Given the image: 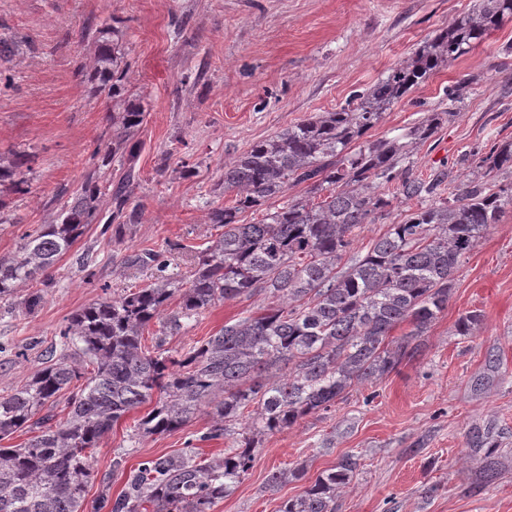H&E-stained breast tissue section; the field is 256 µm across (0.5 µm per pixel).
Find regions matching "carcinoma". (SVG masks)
Segmentation results:
<instances>
[{
    "mask_svg": "<svg viewBox=\"0 0 512 512\" xmlns=\"http://www.w3.org/2000/svg\"><path fill=\"white\" fill-rule=\"evenodd\" d=\"M507 17L512 0H473L467 13L347 106L317 112L224 164V191L235 193V205L211 212L224 234L197 258L188 280L163 276L159 253L133 256L131 264L159 272L155 281L77 311L59 333L60 350L50 349L29 380L0 395V441L30 434L19 448L0 447V512H85L91 451L126 413L152 399L155 405L135 425L137 436L174 432L205 412L211 424L200 439L230 437L232 447L213 461L192 450L146 458L126 475L122 492L103 496L94 512H211L253 468L262 436L329 409L353 385L414 356L412 340L448 307L461 258L512 202V187L495 190L489 183L491 174L512 170V143L482 156L481 173L447 193L441 180L413 175L402 139L362 137L412 87ZM108 34L99 31L96 71L100 90L116 100L124 87L118 41ZM447 116L428 113L411 136L430 137ZM143 121L132 103L112 112V151L125 148ZM27 163L23 153L0 157V186L26 192ZM290 183L308 184L307 195L267 210L258 223H240L239 213L282 196ZM389 183L395 197L418 207L387 225L364 256L342 264L355 229L389 215L392 199L381 192ZM100 194L98 185L86 184L60 223L24 235L17 253L0 259V298L55 266L94 222ZM260 294L275 303L224 324L177 356L163 349L166 337L213 304ZM176 295L178 309L166 312ZM479 321L480 314L468 312L455 330L471 336ZM152 323L160 326L153 353L142 347ZM403 323L410 332L392 337ZM68 388V418L55 427L43 410ZM357 467L354 455L342 456L279 512H336V490Z\"/></svg>",
    "mask_w": 512,
    "mask_h": 512,
    "instance_id": "carcinoma-1",
    "label": "carcinoma"
}]
</instances>
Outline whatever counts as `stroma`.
Listing matches in <instances>:
<instances>
[{
  "label": "stroma",
  "mask_w": 512,
  "mask_h": 512,
  "mask_svg": "<svg viewBox=\"0 0 512 512\" xmlns=\"http://www.w3.org/2000/svg\"><path fill=\"white\" fill-rule=\"evenodd\" d=\"M472 0H0V37L15 51L0 60V156H31L28 190L0 189V258L24 234L54 224L89 180L128 182L130 199L115 217L111 195L97 218L56 265L48 287L29 281L0 299V394L24 384L59 331L81 308L150 284L153 267L129 266L153 251L168 273L188 276L195 257L217 239L212 209L233 205L224 164L253 143L366 92L412 57ZM111 27L119 69L145 118L132 137L135 159L95 156L112 139V103L89 80L98 32ZM512 18L451 65L384 112L365 137L407 133L425 113L450 116L414 144V172L462 182L478 150L512 142ZM462 84V101H448ZM42 301L27 311L33 292ZM267 296L218 302L166 347L178 354L215 335L226 322L268 305ZM477 312L473 335L460 336V315ZM421 349L390 374L347 390L326 411L263 436L246 478L212 512H278L346 454L359 458L352 481L336 493V512H512V204L462 260L447 309ZM141 410L128 413L92 454L86 506L116 496V449L133 447L126 468L143 459L195 448L213 460L231 439L201 441L210 422L199 413L181 429L130 442ZM496 442L494 454L472 447L471 431ZM497 477L488 479L487 466ZM303 469L273 488L269 475Z\"/></svg>",
  "instance_id": "1"
}]
</instances>
